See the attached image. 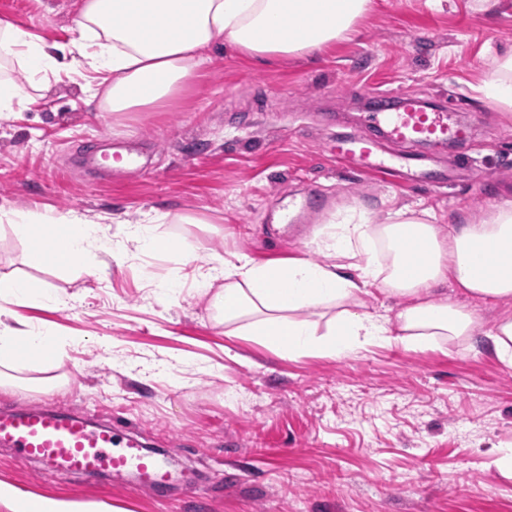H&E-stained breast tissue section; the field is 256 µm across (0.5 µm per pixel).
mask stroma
Instances as JSON below:
<instances>
[{
	"mask_svg": "<svg viewBox=\"0 0 512 512\" xmlns=\"http://www.w3.org/2000/svg\"><path fill=\"white\" fill-rule=\"evenodd\" d=\"M75 0H0L8 18L49 41L76 38ZM512 45V0L477 12L471 0H375L349 38L300 57L255 64L214 48L194 84L160 112L102 111L73 73L45 96L0 117V206L77 213L121 241L152 211L191 215L166 232L200 245L176 263L104 253L93 270L23 263L25 244L0 222V273L56 289L61 306L8 307L57 335L63 382L0 392V409L51 402L94 420L131 425L173 460L162 496L103 480H60L44 464L0 449V482L75 502L84 512H512V477L495 465L512 443V368L485 343L500 307L474 304L472 341L413 349L398 342L349 358L288 359L228 337L198 266L235 254L260 261L309 256V241L339 209L383 222L402 207L431 210L444 231L512 202V112L479 93L501 48ZM448 100L472 139L464 154L492 173L461 171L452 187H410L336 166L332 140L360 136L375 92ZM301 128L293 138L292 128ZM330 199L306 222L282 219L307 185ZM185 276L165 295L160 281ZM201 495L186 500L183 480Z\"/></svg>",
	"mask_w": 512,
	"mask_h": 512,
	"instance_id": "35a3bbf8",
	"label": "stroma"
}]
</instances>
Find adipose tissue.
Returning <instances> with one entry per match:
<instances>
[{"instance_id":"1","label":"adipose tissue","mask_w":512,"mask_h":512,"mask_svg":"<svg viewBox=\"0 0 512 512\" xmlns=\"http://www.w3.org/2000/svg\"><path fill=\"white\" fill-rule=\"evenodd\" d=\"M374 0H78L77 38L59 44L0 20V112L41 99L60 72L89 74L83 90L108 112H155L177 101L213 48L228 45L261 61L320 49L348 38ZM486 98L512 112V51L495 56ZM27 243L33 269L84 266L113 252L105 230L73 215L0 208V222ZM170 214L153 212L126 225L137 250L185 261L199 249L162 232ZM44 239L51 251L32 248ZM323 262L291 258L258 262L246 255L197 277L224 315L228 336H252L271 350L349 357L369 344L414 347L471 340L478 329L465 305L438 298L436 286L460 288L482 301L512 300V202L442 233L430 211L400 209L374 223L369 211L347 208L314 234ZM398 296L394 317L367 311L371 292ZM0 308V390L15 389L25 369L52 372L59 360L51 329L6 323Z\"/></svg>"}]
</instances>
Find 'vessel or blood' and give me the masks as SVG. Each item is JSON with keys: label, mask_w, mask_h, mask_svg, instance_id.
I'll use <instances>...</instances> for the list:
<instances>
[{"label": "vessel or blood", "mask_w": 512, "mask_h": 512, "mask_svg": "<svg viewBox=\"0 0 512 512\" xmlns=\"http://www.w3.org/2000/svg\"><path fill=\"white\" fill-rule=\"evenodd\" d=\"M447 105L427 107L421 96L401 93L393 112H368L366 127L380 130L381 139L340 138L333 158L337 165L398 178L408 184L447 186V171L431 167L430 155L421 146L439 148L463 144L473 136L468 124L448 120ZM406 146V153H387L386 145ZM0 446L14 451L21 462L49 463L60 478L91 477L109 473L115 484L158 492L172 480L159 457L147 454L128 433L126 425H92L86 413L51 406H16L0 410Z\"/></svg>", "instance_id": "obj_1"}]
</instances>
